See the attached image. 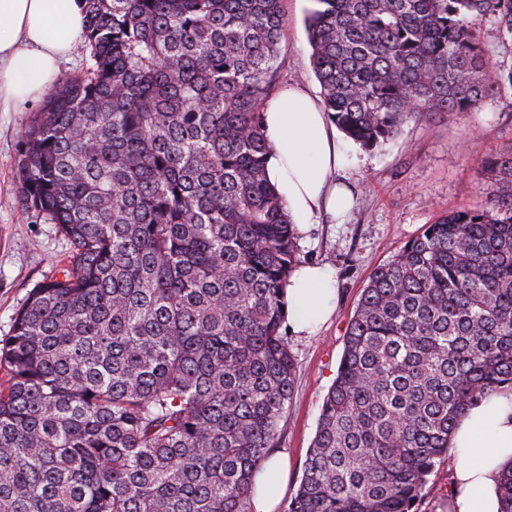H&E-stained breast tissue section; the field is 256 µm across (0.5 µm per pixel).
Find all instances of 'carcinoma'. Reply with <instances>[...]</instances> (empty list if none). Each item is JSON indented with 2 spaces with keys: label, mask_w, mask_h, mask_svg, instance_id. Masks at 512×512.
<instances>
[{
  "label": "carcinoma",
  "mask_w": 512,
  "mask_h": 512,
  "mask_svg": "<svg viewBox=\"0 0 512 512\" xmlns=\"http://www.w3.org/2000/svg\"><path fill=\"white\" fill-rule=\"evenodd\" d=\"M330 121L366 150L412 119L512 109L471 17L512 0H314ZM90 67L25 129L23 210L68 265L0 341V512H244L293 398L298 232L265 173L283 0H81ZM481 209L371 273L286 512H421L456 418L512 387V151ZM499 492L512 512V463Z\"/></svg>",
  "instance_id": "1"
}]
</instances>
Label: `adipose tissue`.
Instances as JSON below:
<instances>
[{
    "instance_id": "ef3b65f1",
    "label": "adipose tissue",
    "mask_w": 512,
    "mask_h": 512,
    "mask_svg": "<svg viewBox=\"0 0 512 512\" xmlns=\"http://www.w3.org/2000/svg\"><path fill=\"white\" fill-rule=\"evenodd\" d=\"M84 30L79 0H0V112L48 91ZM263 118L266 176L293 223L347 211L351 198L332 179L341 163L336 128L316 93L303 85L283 87L265 101ZM286 297L292 330L311 332L332 314L333 275L317 265L298 266ZM449 446L455 460L452 512H502L498 481L512 463V388L502 387L462 412ZM287 475V455L272 453L253 476L252 512H276Z\"/></svg>"
}]
</instances>
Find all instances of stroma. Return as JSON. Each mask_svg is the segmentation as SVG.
I'll return each instance as SVG.
<instances>
[{"label": "stroma", "instance_id": "1", "mask_svg": "<svg viewBox=\"0 0 512 512\" xmlns=\"http://www.w3.org/2000/svg\"><path fill=\"white\" fill-rule=\"evenodd\" d=\"M288 30L282 50V79L317 87L304 20L313 0H284ZM473 27L491 63L512 69V42L490 17H474ZM38 102L0 112V340L29 291L57 273L69 246L54 225L27 216L15 183L18 148ZM342 165L335 179L350 188L353 208L344 215L320 216L300 226V260L332 270L336 307L314 334L289 333L296 362L295 391L281 424L277 448L288 454L287 495H294L315 436L321 404L332 385L344 336L371 272L442 212L478 209L488 179L484 156L512 150V110L503 100L486 99L472 112H438L407 122L400 135L368 151L340 139Z\"/></svg>", "mask_w": 512, "mask_h": 512}]
</instances>
